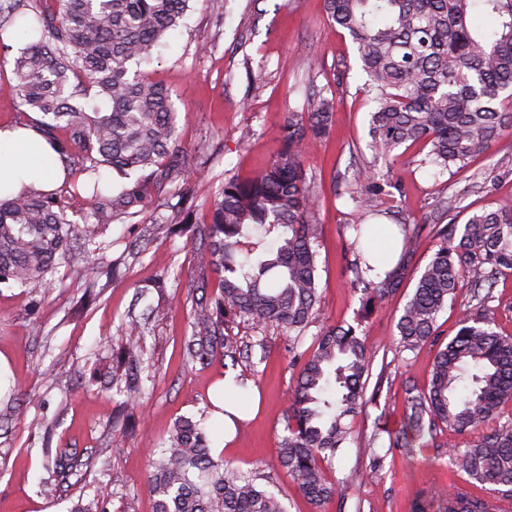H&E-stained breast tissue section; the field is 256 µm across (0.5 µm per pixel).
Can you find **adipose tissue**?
<instances>
[{
    "label": "adipose tissue",
    "mask_w": 512,
    "mask_h": 512,
    "mask_svg": "<svg viewBox=\"0 0 512 512\" xmlns=\"http://www.w3.org/2000/svg\"><path fill=\"white\" fill-rule=\"evenodd\" d=\"M63 177L49 144L31 126L0 128V195L18 192L33 182L49 188Z\"/></svg>",
    "instance_id": "ef3b65f1"
}]
</instances>
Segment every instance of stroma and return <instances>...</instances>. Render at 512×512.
Here are the masks:
<instances>
[{
  "label": "stroma",
  "mask_w": 512,
  "mask_h": 512,
  "mask_svg": "<svg viewBox=\"0 0 512 512\" xmlns=\"http://www.w3.org/2000/svg\"><path fill=\"white\" fill-rule=\"evenodd\" d=\"M250 0H192L180 26L141 69L163 84L177 103V147L192 170L189 188L196 198L197 222H207L208 204L225 177L252 175L282 147L280 128L289 113L301 111L308 80L331 87L339 104L329 134L311 150L305 167L315 176L321 196L317 219L323 226L319 246L320 321H353L359 308L347 266L352 258L347 224L351 207L342 197L345 178L370 156L363 92L365 73L349 35L325 19L323 0H261V15L249 12ZM208 37L206 55L195 52ZM352 62L347 79L336 76L340 59ZM404 192L399 210L420 225V246L413 277L436 251L432 211L451 206L455 223L483 209L512 203V134L491 155L445 178L405 165L398 167ZM178 198L168 192L149 197L146 210L129 223L109 224L103 252L75 247L79 265L101 267L97 299L81 309L86 281L62 266L45 296L0 286V398L20 388L22 395L0 411V512H68L80 494L106 489L107 512H153L148 482V451L167 437L183 415H203L213 456L242 469L269 473L284 496L288 512H412L423 490L450 491L456 478L448 469V434L438 432L425 447L388 451L401 427L406 387L425 390L435 350L398 353L396 317L414 284L406 282L363 322L361 330L376 362L387 363L382 394L367 404L352 424L355 443L341 450L333 465L342 492L311 505L277 459L284 433L286 394L294 379L288 339L280 329L265 330L267 351L239 363L252 399L232 435L216 412L224 393V360L187 362L184 343L191 334V286L200 277L197 241L191 233L157 235L155 222L171 216ZM161 307L164 319H148ZM140 322L145 330L148 369L133 385L137 402L120 404L98 379V365L109 361L121 326ZM35 402L24 401V394ZM379 433L382 469L369 477V460L356 443ZM111 447L110 459L98 449ZM75 448L87 463L86 474L65 487L54 484L47 448Z\"/></svg>",
  "instance_id": "35a3bbf8"
}]
</instances>
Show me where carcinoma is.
<instances>
[{"instance_id": "carcinoma-1", "label": "carcinoma", "mask_w": 512, "mask_h": 512, "mask_svg": "<svg viewBox=\"0 0 512 512\" xmlns=\"http://www.w3.org/2000/svg\"><path fill=\"white\" fill-rule=\"evenodd\" d=\"M190 0H0V29L12 26L25 41L13 59L20 114L48 141L68 173L88 176L94 222L71 218L58 192L34 183L0 197V284L52 288L58 268L71 258V241L94 253L106 225L132 219L148 195L190 180L178 154L177 109L171 91L150 80L140 65L184 18ZM328 23L356 46L368 112L372 160L356 169L341 196L352 204L348 225L354 286L360 310L369 312L398 292L419 249L418 233L394 205L403 194L393 167L403 150L434 176L465 167L490 152L512 130V0H324ZM496 18L479 32L474 9ZM336 97L310 87L302 111L281 128L282 149L254 177L228 176L199 229L198 263L207 276L195 290L191 361L216 355L237 363L243 350L224 326L245 319L259 332L275 325L288 334L296 377L289 394L278 461L313 504L335 496L332 461L350 441L348 418L381 394L366 395L372 355L360 326L323 327L308 347L307 328L320 317L318 246L321 225L313 177L304 155L330 131ZM38 117L33 118L29 113ZM384 162L386 168L378 166ZM127 179L119 191L102 182V169ZM372 215L401 226L392 268L376 272L367 249ZM171 223L195 224L192 198L180 194ZM438 249L422 269L396 322L399 350L437 347L426 390L406 389L404 428L391 448H413L437 432L479 431L464 448L449 451L459 482L449 495L423 494L413 512H507L512 506V419L498 425L512 405V335L496 330L492 291L502 271H512V205L473 213L463 224H435ZM218 293L208 294L209 280ZM470 297L458 308L455 333L440 343L438 318L455 303L458 288ZM144 331L123 329L104 379L133 402L129 389L145 368ZM379 431L359 443L380 470ZM79 466L73 448L55 451L57 477L67 482ZM155 512H286L280 491L262 484L258 469L242 470L211 454L201 421L178 418L168 438L150 449ZM109 494L98 489L70 512H106Z\"/></svg>"}]
</instances>
